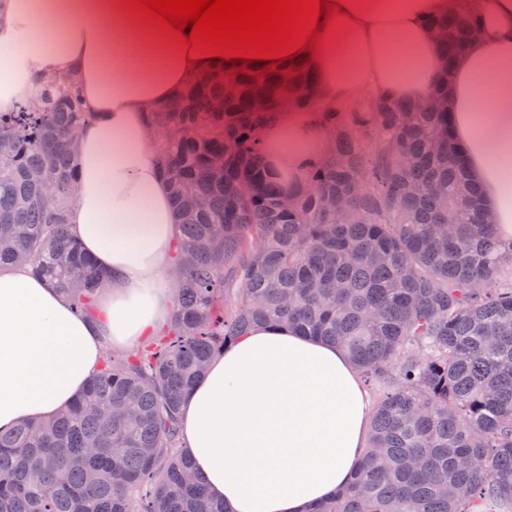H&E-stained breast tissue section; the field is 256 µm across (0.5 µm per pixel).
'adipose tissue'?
Segmentation results:
<instances>
[{
    "mask_svg": "<svg viewBox=\"0 0 512 512\" xmlns=\"http://www.w3.org/2000/svg\"><path fill=\"white\" fill-rule=\"evenodd\" d=\"M123 0H0V112L32 101L45 77L75 78L94 118L80 132L70 235L106 273L95 315L27 268L0 269V429L45 421L98 369L167 324L181 234L150 116L218 59L188 60L123 10ZM446 0H346L312 55L327 106L365 91L418 100L442 62L426 24ZM481 34L457 58L451 135L496 233L512 251V0H478ZM324 115L290 107L262 129L268 169L305 186L323 156ZM370 400L340 348L294 329L257 328L210 362L181 411L184 446L226 512H310L350 482Z\"/></svg>",
    "mask_w": 512,
    "mask_h": 512,
    "instance_id": "adipose-tissue-1",
    "label": "adipose tissue"
}]
</instances>
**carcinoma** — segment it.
<instances>
[{"label":"carcinoma","mask_w":512,"mask_h":512,"mask_svg":"<svg viewBox=\"0 0 512 512\" xmlns=\"http://www.w3.org/2000/svg\"><path fill=\"white\" fill-rule=\"evenodd\" d=\"M446 70L479 13L430 19ZM194 77L152 114L182 237L168 326L103 359L49 421L0 431V512H224L183 450L180 411L211 358L254 327L341 348L382 393L363 463L315 512H512V253L497 251L448 125L384 94L322 107L310 64ZM0 113V267L24 264L91 312L105 273L67 232L74 83ZM291 105L336 136L294 194L260 131Z\"/></svg>","instance_id":"carcinoma-1"}]
</instances>
